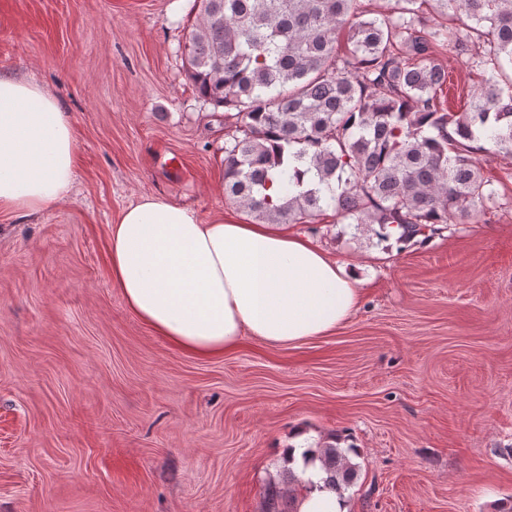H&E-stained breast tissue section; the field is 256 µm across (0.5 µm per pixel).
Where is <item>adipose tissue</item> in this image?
I'll list each match as a JSON object with an SVG mask.
<instances>
[{"label": "adipose tissue", "mask_w": 512, "mask_h": 512, "mask_svg": "<svg viewBox=\"0 0 512 512\" xmlns=\"http://www.w3.org/2000/svg\"><path fill=\"white\" fill-rule=\"evenodd\" d=\"M69 112L38 82L0 75V212L25 217L62 202L75 182ZM112 278L129 310L183 352L222 355L242 334L287 346L333 332L360 290L307 239L270 224L216 218L150 196L110 228ZM283 458L301 477L296 512H349L319 451L296 442Z\"/></svg>", "instance_id": "1"}]
</instances>
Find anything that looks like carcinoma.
Listing matches in <instances>:
<instances>
[{
  "label": "carcinoma",
  "instance_id": "obj_1",
  "mask_svg": "<svg viewBox=\"0 0 512 512\" xmlns=\"http://www.w3.org/2000/svg\"><path fill=\"white\" fill-rule=\"evenodd\" d=\"M195 2L186 73L205 103L240 119L224 140V195L257 223L314 224L331 209L356 231L379 225L385 242L395 226L402 249L496 203L476 143L512 157V0H393L381 18L363 17L359 0ZM425 5L458 27L421 30ZM448 40L482 45L466 112L438 97L448 74L429 51ZM320 452L327 481L350 487L352 449Z\"/></svg>",
  "mask_w": 512,
  "mask_h": 512
}]
</instances>
